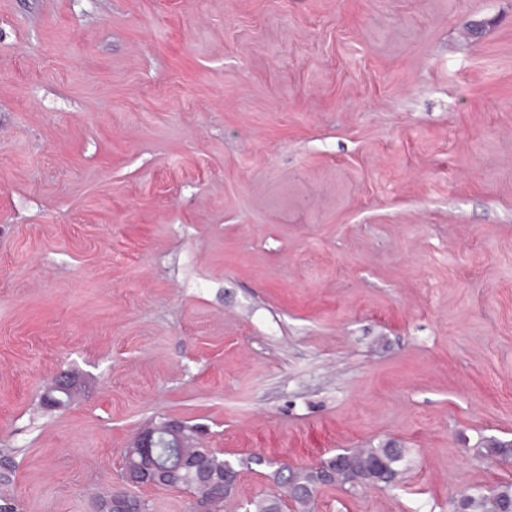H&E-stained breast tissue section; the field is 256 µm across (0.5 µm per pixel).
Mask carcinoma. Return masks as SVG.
Returning <instances> with one entry per match:
<instances>
[{
	"label": "carcinoma",
	"mask_w": 512,
	"mask_h": 512,
	"mask_svg": "<svg viewBox=\"0 0 512 512\" xmlns=\"http://www.w3.org/2000/svg\"><path fill=\"white\" fill-rule=\"evenodd\" d=\"M490 455L502 462L512 460V444L492 441L487 445ZM194 448H177L166 438L151 449L142 448L135 441L124 451V470L132 473H155L168 469L172 460ZM406 450L390 446L375 448H347L326 460L321 466L295 467L288 469L286 480L305 489V493L286 504L277 495H268L246 504V512H316L318 497L325 488L353 490L365 486L390 489L398 484L403 474L402 463ZM330 470L336 474L332 481L323 479L322 474ZM157 484L175 483L179 487L193 490L196 496L208 498L211 486L201 482L195 475L157 476ZM512 507V484L501 485L487 491L477 490L454 502L453 512H505ZM0 512H19V505L13 490V476L0 473Z\"/></svg>",
	"instance_id": "obj_1"
}]
</instances>
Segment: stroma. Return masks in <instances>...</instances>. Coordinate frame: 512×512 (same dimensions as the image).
<instances>
[{
	"label": "stroma",
	"mask_w": 512,
	"mask_h": 512,
	"mask_svg": "<svg viewBox=\"0 0 512 512\" xmlns=\"http://www.w3.org/2000/svg\"><path fill=\"white\" fill-rule=\"evenodd\" d=\"M163 417L241 505L384 444L405 482L317 512L512 483V0H0L19 512H91ZM209 457V465L208 470L211 472H215L221 476H224V479L215 483H212L216 488V493L219 494L221 488L218 486L224 485V491L230 487H236L240 480V471L236 469L234 466L229 464V467L224 471L225 466L228 463V460L219 458L214 452L209 449L208 453Z\"/></svg>",
	"instance_id": "1"
}]
</instances>
